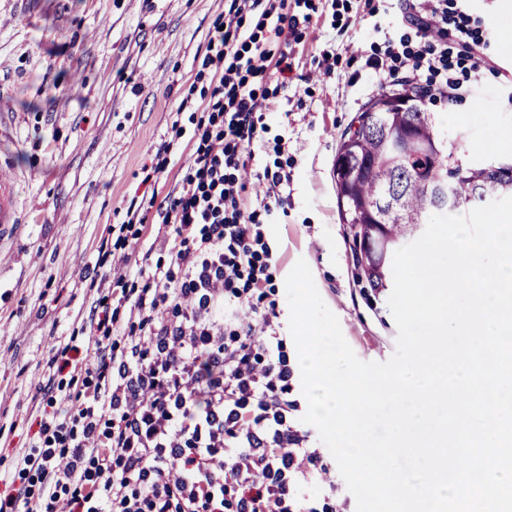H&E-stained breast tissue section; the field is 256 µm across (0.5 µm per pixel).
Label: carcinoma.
<instances>
[{
    "instance_id": "1",
    "label": "carcinoma",
    "mask_w": 512,
    "mask_h": 512,
    "mask_svg": "<svg viewBox=\"0 0 512 512\" xmlns=\"http://www.w3.org/2000/svg\"><path fill=\"white\" fill-rule=\"evenodd\" d=\"M424 94L378 93L340 139L333 166L341 223L350 226L360 279L391 287L392 259L433 214L458 215L512 196V157L464 163L436 128Z\"/></svg>"
}]
</instances>
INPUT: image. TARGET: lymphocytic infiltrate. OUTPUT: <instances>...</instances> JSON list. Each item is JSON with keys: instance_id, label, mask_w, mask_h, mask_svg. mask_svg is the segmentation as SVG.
<instances>
[{"instance_id": "f902f5d3", "label": "lymphocytic infiltrate", "mask_w": 512, "mask_h": 512, "mask_svg": "<svg viewBox=\"0 0 512 512\" xmlns=\"http://www.w3.org/2000/svg\"><path fill=\"white\" fill-rule=\"evenodd\" d=\"M276 37L299 21L288 0H231L213 22L199 73L210 80L181 189L156 211H131L133 239L155 229L168 264L141 261L143 288L120 286L85 346L77 407L47 383L39 437L16 460L29 485L7 484L0 512H329L322 452L296 421L293 371L275 319L256 301L271 281L262 218L245 206L240 174L266 130L255 89L287 73V54L244 27L255 8ZM405 67L444 75L454 64L434 41L404 50ZM159 226H152V218Z\"/></svg>"}]
</instances>
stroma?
<instances>
[{"mask_svg":"<svg viewBox=\"0 0 512 512\" xmlns=\"http://www.w3.org/2000/svg\"><path fill=\"white\" fill-rule=\"evenodd\" d=\"M226 0H36L21 9L0 0V111L11 122L0 156L20 174L22 224L0 230V475L14 476L16 456L37 430L41 387L68 385L58 370L63 351L86 343L91 307L112 302L114 263L102 261V240L122 224L129 205L148 206L180 189L181 166L202 100L191 92L207 34ZM420 0H300L298 35L281 42L275 18L251 14L246 27L273 52L287 51L286 79L257 83L274 103L244 177L246 194H264L257 173L282 168L287 196L263 230L273 252L277 322L287 328L285 280L298 259L336 314L345 339L366 362L389 360L397 328L388 293L358 278L340 221L333 163L340 136L385 81L376 63L394 65L404 15ZM469 27L485 44L493 69L457 105L430 99L448 141L465 161L511 157L495 145L512 128V10L503 0H471ZM58 89L42 86L45 70ZM192 106L180 109L183 98ZM180 157L144 181L159 145Z\"/></svg>","mask_w":512,"mask_h":512,"instance_id":"stroma-1","label":"stroma"}]
</instances>
